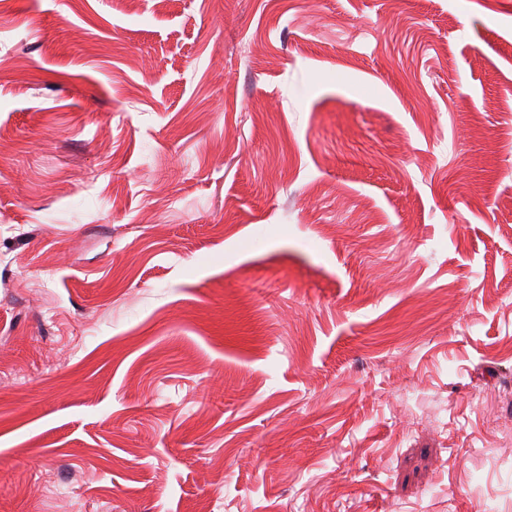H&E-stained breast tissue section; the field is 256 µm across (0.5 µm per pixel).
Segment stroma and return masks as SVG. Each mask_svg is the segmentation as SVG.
Returning <instances> with one entry per match:
<instances>
[{"mask_svg":"<svg viewBox=\"0 0 512 512\" xmlns=\"http://www.w3.org/2000/svg\"><path fill=\"white\" fill-rule=\"evenodd\" d=\"M0 512H512V0H0Z\"/></svg>","mask_w":512,"mask_h":512,"instance_id":"1","label":"stroma"}]
</instances>
